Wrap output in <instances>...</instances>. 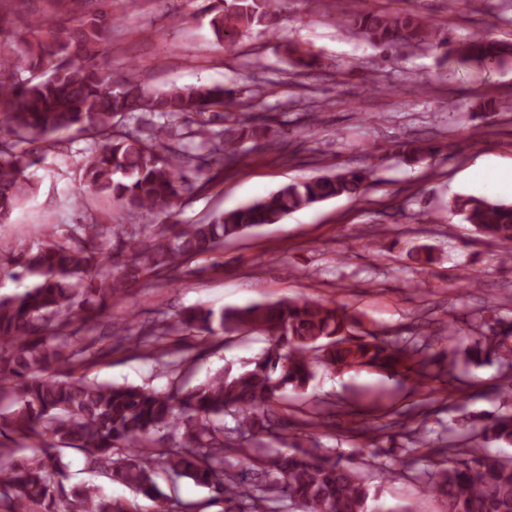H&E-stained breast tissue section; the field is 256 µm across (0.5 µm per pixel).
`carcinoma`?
Returning a JSON list of instances; mask_svg holds the SVG:
<instances>
[{
	"label": "carcinoma",
	"instance_id": "1",
	"mask_svg": "<svg viewBox=\"0 0 512 512\" xmlns=\"http://www.w3.org/2000/svg\"><path fill=\"white\" fill-rule=\"evenodd\" d=\"M283 0H221L210 24L226 47L255 27L279 32ZM109 16L101 11L73 31L64 17L31 20L27 28L42 39L10 55L0 53V224L34 191L27 170L53 151L62 132L85 133L91 144L81 150L82 184L123 208L130 217L170 218L186 193L202 189L193 172L215 165L232 168L240 144L265 151L281 150L258 116L250 113L234 127H215L224 107L240 91L222 85H173L149 89L129 77L114 79L106 51L100 48ZM336 23L381 49L400 46L439 48L482 67L505 62L501 44L488 35L457 43L419 14L362 13L353 4H336ZM40 72L33 78L22 73ZM180 125L183 137H168ZM410 162L438 151L426 141L396 143ZM197 165L190 166L191 162ZM376 171L336 172L285 184L269 196L215 215L199 224H159L152 235L101 224L91 218L58 234L42 229L36 247L0 253V276L32 284L0 296V396L7 392L13 410L0 419L20 440L42 438L40 453L17 457L0 448V509L3 512H130L91 485L66 487L65 464L55 442L84 452L87 465L157 502L168 512V495L155 477L164 471L209 489L224 512H392L370 495L356 459L367 462L373 451L343 456L339 452L300 449L297 437L283 434L279 400L291 389L301 392L313 367L343 370L379 368L403 385L418 384L456 365L457 352L446 346L426 354L414 332L393 339L387 332L359 331L360 316L323 300H279L215 311L188 308L158 333L133 336L146 356L162 362L160 341L172 333L200 336L255 331L268 346L239 372L219 370L188 390L159 392L140 386L114 385L77 374L93 342L82 332L95 330L127 287L156 273L180 270L198 255L217 250L224 241L276 224L289 214L327 199L357 196ZM512 260V204L475 196H457L448 205ZM478 338L466 361L512 365V322L478 317ZM235 426L224 429V415ZM169 430L175 439L157 449L156 435ZM486 442L512 444V415L489 418L480 427ZM289 446L290 452L274 447ZM448 455L428 474L423 492L439 496L445 512H512V460L486 451L466 458L445 445ZM248 461L246 471L224 468V455Z\"/></svg>",
	"mask_w": 512,
	"mask_h": 512
}]
</instances>
